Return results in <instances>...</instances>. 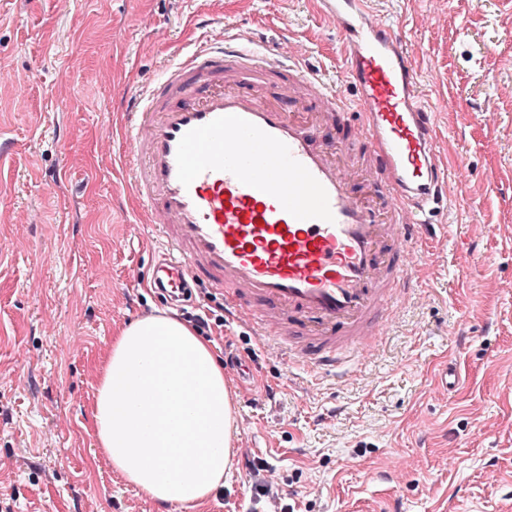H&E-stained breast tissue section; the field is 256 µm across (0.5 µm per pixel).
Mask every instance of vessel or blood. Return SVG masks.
<instances>
[{
  "label": "vessel or blood",
  "mask_w": 512,
  "mask_h": 512,
  "mask_svg": "<svg viewBox=\"0 0 512 512\" xmlns=\"http://www.w3.org/2000/svg\"><path fill=\"white\" fill-rule=\"evenodd\" d=\"M342 42L330 80L250 35L211 27L163 78L127 101L132 188L162 241L154 286L169 298L190 283L223 291L225 313L312 370L340 368L369 347L418 271L419 236L448 209V171L417 64L371 0H318ZM284 74L273 96L242 73ZM312 86L296 113L288 79ZM364 120L354 142L368 162L360 185L320 137L346 117L344 85Z\"/></svg>",
  "instance_id": "1"
}]
</instances>
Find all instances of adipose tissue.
<instances>
[{"label":"adipose tissue","instance_id":"ef3b65f1","mask_svg":"<svg viewBox=\"0 0 512 512\" xmlns=\"http://www.w3.org/2000/svg\"><path fill=\"white\" fill-rule=\"evenodd\" d=\"M235 405L209 343L182 320L147 316L112 338L93 411L98 446L145 497L196 505L232 468Z\"/></svg>","mask_w":512,"mask_h":512}]
</instances>
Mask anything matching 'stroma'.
I'll return each instance as SVG.
<instances>
[{
	"label": "stroma",
	"instance_id": "stroma-1",
	"mask_svg": "<svg viewBox=\"0 0 512 512\" xmlns=\"http://www.w3.org/2000/svg\"><path fill=\"white\" fill-rule=\"evenodd\" d=\"M373 8L405 21L450 172L448 234L418 243L416 284L344 377L225 323L211 344L237 396L231 476L175 511L99 453L100 365L125 323L220 315L224 297L195 286L173 304L150 284L159 247L126 177V94L211 23L330 79L339 35L316 0H0V512H512V0ZM238 360L255 372L245 390Z\"/></svg>",
	"mask_w": 512,
	"mask_h": 512
}]
</instances>
